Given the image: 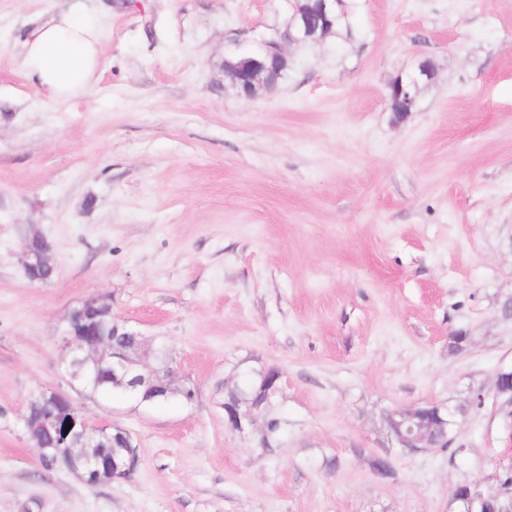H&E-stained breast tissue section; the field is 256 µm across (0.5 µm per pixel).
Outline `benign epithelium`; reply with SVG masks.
<instances>
[{
	"label": "benign epithelium",
	"mask_w": 512,
	"mask_h": 512,
	"mask_svg": "<svg viewBox=\"0 0 512 512\" xmlns=\"http://www.w3.org/2000/svg\"><path fill=\"white\" fill-rule=\"evenodd\" d=\"M289 6L288 27L263 41L253 54L231 63L230 71L226 72L240 96L255 99L269 89L288 62L285 45L316 43L331 34L336 14L343 12L345 0H289ZM433 77L432 62H419L412 72L398 75L387 84V104L391 106L397 101L405 113L415 111L420 85ZM41 239L43 235L34 233L23 241L22 262L30 282L47 284L55 264L51 246H36ZM108 333L134 335L126 321L112 314V303L105 296L88 299L68 314L66 335L70 354L65 370L72 381L88 384L105 370L123 392L140 397L144 404L152 405L173 395L163 383V376L178 373L170 354L153 356V364L149 365L144 362V357L151 353L146 340L140 337L133 346L120 349L106 337ZM281 377L279 370L263 369L262 379L268 386L267 400H272L280 391ZM494 386L497 394L512 402V367L496 372ZM40 396L51 403L53 409L23 419L39 453L54 457L91 484L127 477L137 469L139 456L128 433L91 424L62 392L44 391ZM224 412L230 426L243 432L261 416V406L240 399ZM397 416L389 432L392 447L402 454L432 447L428 437L436 434L445 436L451 445L457 444L458 420L453 409L427 402L401 411ZM465 487V494L448 497V512H480L482 484L467 482Z\"/></svg>",
	"instance_id": "benign-epithelium-1"
}]
</instances>
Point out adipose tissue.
<instances>
[{
  "mask_svg": "<svg viewBox=\"0 0 512 512\" xmlns=\"http://www.w3.org/2000/svg\"><path fill=\"white\" fill-rule=\"evenodd\" d=\"M21 46L22 68L36 94L63 101L91 91L101 58L95 14H51L22 35Z\"/></svg>",
  "mask_w": 512,
  "mask_h": 512,
  "instance_id": "obj_1",
  "label": "adipose tissue"
}]
</instances>
